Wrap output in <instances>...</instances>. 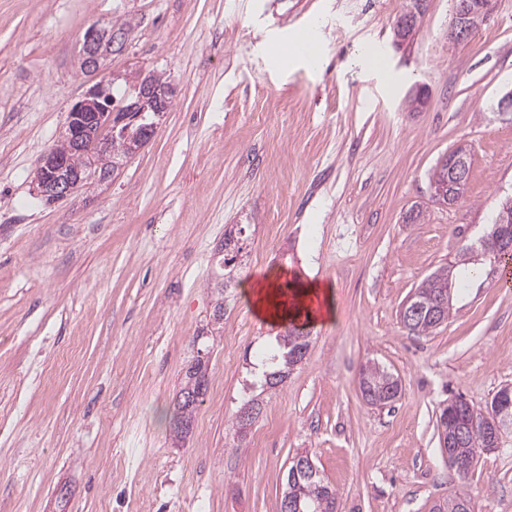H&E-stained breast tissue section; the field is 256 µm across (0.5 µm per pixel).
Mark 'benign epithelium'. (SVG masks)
Instances as JSON below:
<instances>
[{
	"instance_id": "7a95c632",
	"label": "benign epithelium",
	"mask_w": 512,
	"mask_h": 512,
	"mask_svg": "<svg viewBox=\"0 0 512 512\" xmlns=\"http://www.w3.org/2000/svg\"><path fill=\"white\" fill-rule=\"evenodd\" d=\"M470 8L472 3L462 0L451 24L450 33L459 40L468 36ZM421 14L422 11L418 10L398 18L394 30L397 41L403 42L412 35ZM125 40L126 34L110 26L92 27L84 36L82 69L88 73L100 71L104 61L112 55V48ZM172 91V87L162 91L145 79L141 82L138 101L123 108H115L112 94L105 82L101 81L92 86L67 113L61 140L66 151H49L43 155L34 176L36 195L49 204L55 203L73 195L93 179H108L111 171L106 168H99L89 175L80 168L67 169L70 164L69 156L89 152L103 128L109 131V135L123 139L128 148L127 156L137 154L157 134L161 121L168 112ZM468 159L470 152L464 146L456 147L442 159L453 175L451 189L464 188V166ZM197 357L200 362L199 388L184 395L189 403L198 401L207 385V354L201 351L197 353Z\"/></svg>"
}]
</instances>
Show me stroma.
Instances as JSON below:
<instances>
[{
	"mask_svg": "<svg viewBox=\"0 0 512 512\" xmlns=\"http://www.w3.org/2000/svg\"><path fill=\"white\" fill-rule=\"evenodd\" d=\"M0 0V512H280L294 456L308 452L338 512H430L469 493L512 512V433L468 473L439 448L456 394L485 407L512 384V287L478 276L441 327L403 328V301L476 240L512 189V0L464 41L453 0ZM129 23L106 72L176 88L154 140L115 180L55 204L33 177L71 106L95 84L79 68L87 29ZM312 25L320 63L282 62ZM383 70L363 68V47ZM426 108L412 107L417 90ZM463 198L431 199L457 146ZM422 208L420 223L407 221ZM245 225L224 325L213 310L216 247ZM331 288L333 321L245 436L233 421L246 367L282 330L253 310L260 277ZM209 355L208 391L184 446L171 433L187 365ZM402 381L367 404L366 362ZM41 384H33L34 375ZM417 1H419V0H411L410 1V4H411L410 9H407L403 14V15H407V14H409V15H407V16L402 15L403 17L398 18V20L396 22L394 33H395L397 42H403L407 38H409L417 26L418 19H419L420 15L422 14V10H423V7L426 2L424 0H423V2H420V9L418 11L414 12L417 9ZM452 406H453V403L448 402V404H446L445 406L440 408L439 414L436 416V428H437V432H438V441H439V447H440L442 453H443V451H442V447H441V434H442V432H444L442 435V446H444L445 443L448 442V440L446 439L448 437V433L445 432V431H448V421L451 423L450 430L453 433V435L451 437H449V443L451 445L458 444L459 429H457V426L460 423L458 421V418L460 417V413H456V412L448 413V407H452Z\"/></svg>",
	"mask_w": 512,
	"mask_h": 512,
	"instance_id": "35a3bbf8",
	"label": "stroma"
}]
</instances>
